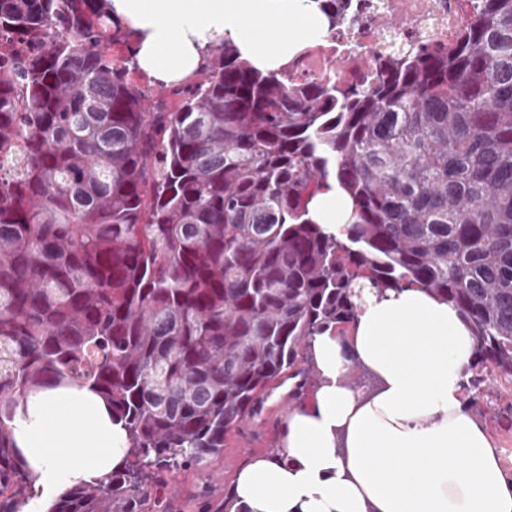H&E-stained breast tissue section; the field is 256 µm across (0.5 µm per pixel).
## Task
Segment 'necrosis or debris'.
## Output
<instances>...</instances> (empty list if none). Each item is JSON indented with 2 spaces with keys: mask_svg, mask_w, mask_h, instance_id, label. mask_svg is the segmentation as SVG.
<instances>
[{
  "mask_svg": "<svg viewBox=\"0 0 512 512\" xmlns=\"http://www.w3.org/2000/svg\"><path fill=\"white\" fill-rule=\"evenodd\" d=\"M355 26L325 36L295 58L293 70L304 79L336 74L337 78H358L367 60L410 45L450 44L463 27L469 0H369ZM339 60L331 68V60Z\"/></svg>",
  "mask_w": 512,
  "mask_h": 512,
  "instance_id": "1",
  "label": "necrosis or debris"
}]
</instances>
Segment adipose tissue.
<instances>
[{"instance_id": "ef3b65f1", "label": "adipose tissue", "mask_w": 512, "mask_h": 512, "mask_svg": "<svg viewBox=\"0 0 512 512\" xmlns=\"http://www.w3.org/2000/svg\"><path fill=\"white\" fill-rule=\"evenodd\" d=\"M134 36L138 69L182 85L209 49L234 44L265 72L318 44L327 20L309 0H110ZM351 203L316 196L312 220L344 237ZM322 383L283 423L284 456L254 457L234 479L243 512H512L502 454L469 411L475 358L457 310L421 288L369 299L348 336L312 342ZM369 386H349L353 365ZM36 501L119 467L126 432L78 386L29 394L12 423Z\"/></svg>"}]
</instances>
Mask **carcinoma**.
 I'll use <instances>...</instances> for the list:
<instances>
[{
    "label": "carcinoma",
    "mask_w": 512,
    "mask_h": 512,
    "mask_svg": "<svg viewBox=\"0 0 512 512\" xmlns=\"http://www.w3.org/2000/svg\"><path fill=\"white\" fill-rule=\"evenodd\" d=\"M473 2L455 48L374 80L264 73L226 43L170 110L112 61L108 0H0V512L31 491L29 393L87 386L128 438L49 512H166L161 473L221 453L287 381L302 404L313 338L402 288L470 329L472 403L512 388V0ZM331 180L344 239L310 218Z\"/></svg>",
    "instance_id": "cac0c4a2"
}]
</instances>
